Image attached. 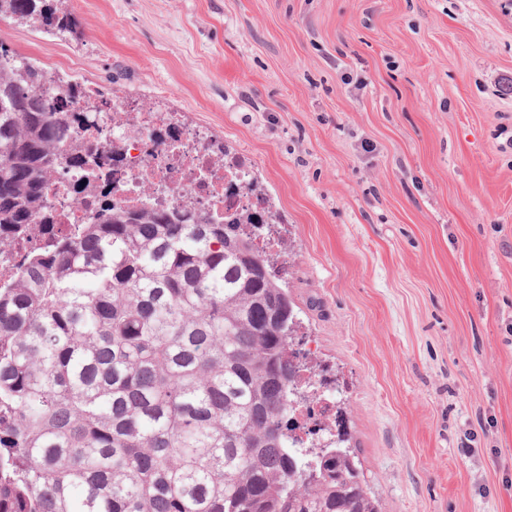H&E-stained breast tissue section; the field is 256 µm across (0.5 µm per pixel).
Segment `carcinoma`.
I'll use <instances>...</instances> for the list:
<instances>
[{
    "instance_id": "1",
    "label": "carcinoma",
    "mask_w": 512,
    "mask_h": 512,
    "mask_svg": "<svg viewBox=\"0 0 512 512\" xmlns=\"http://www.w3.org/2000/svg\"><path fill=\"white\" fill-rule=\"evenodd\" d=\"M72 34L54 0H0V17ZM0 42V245L47 243L0 279V512H381L348 433L292 440L301 386L284 267L255 243L263 209L200 214L114 205L94 141L74 142L79 82ZM82 174L95 212L58 237L55 170Z\"/></svg>"
}]
</instances>
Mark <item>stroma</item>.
<instances>
[{
    "label": "stroma",
    "instance_id": "stroma-1",
    "mask_svg": "<svg viewBox=\"0 0 512 512\" xmlns=\"http://www.w3.org/2000/svg\"><path fill=\"white\" fill-rule=\"evenodd\" d=\"M58 8L0 41L249 165L382 512H512V0Z\"/></svg>",
    "mask_w": 512,
    "mask_h": 512
}]
</instances>
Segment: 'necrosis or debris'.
Masks as SVG:
<instances>
[{
	"instance_id": "obj_1",
	"label": "necrosis or debris",
	"mask_w": 512,
	"mask_h": 512,
	"mask_svg": "<svg viewBox=\"0 0 512 512\" xmlns=\"http://www.w3.org/2000/svg\"><path fill=\"white\" fill-rule=\"evenodd\" d=\"M126 99L116 98L108 104L91 96L76 100L78 112H97L103 121L96 135L102 152H111L113 144H121L119 168L114 174L117 202L126 204L151 200L176 206L181 198H193L204 214L223 213L224 209L257 207L259 197L247 191L246 169L239 163L224 165L207 147L208 137L202 130L183 129L177 138H169L165 129L169 122L160 112L137 113L133 127L116 121V114L127 112ZM76 180L72 171H59L53 184L57 228L69 232L86 222L93 210L92 199L75 200L70 187ZM316 402L298 407L295 412L299 438H308L312 430L332 422L336 389L318 380Z\"/></svg>"
}]
</instances>
